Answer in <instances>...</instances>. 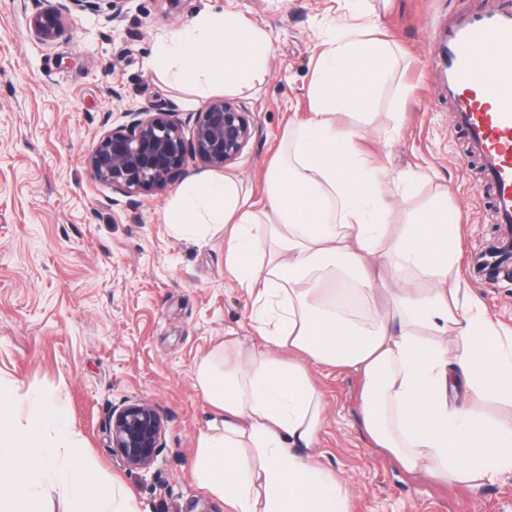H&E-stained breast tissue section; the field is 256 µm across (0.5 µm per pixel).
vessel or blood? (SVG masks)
Instances as JSON below:
<instances>
[{"mask_svg":"<svg viewBox=\"0 0 512 512\" xmlns=\"http://www.w3.org/2000/svg\"><path fill=\"white\" fill-rule=\"evenodd\" d=\"M428 39L440 46L448 107L481 164L478 188L491 193L503 230L474 264L497 275L512 268V6L458 14L445 27L430 28ZM481 49L490 52V67L477 66Z\"/></svg>","mask_w":512,"mask_h":512,"instance_id":"vessel-or-blood-1","label":"vessel or blood"}]
</instances>
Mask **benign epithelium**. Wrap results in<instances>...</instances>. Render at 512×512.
<instances>
[{
    "instance_id": "1",
    "label": "benign epithelium",
    "mask_w": 512,
    "mask_h": 512,
    "mask_svg": "<svg viewBox=\"0 0 512 512\" xmlns=\"http://www.w3.org/2000/svg\"><path fill=\"white\" fill-rule=\"evenodd\" d=\"M109 5L107 20L122 15L125 0H58L29 19L34 37L53 43L64 28L71 8L101 11ZM128 120L104 133L86 158L91 178L122 195L143 194L170 182L194 154L213 169L235 162L253 136L248 113L227 98H214L192 113L191 143H186L182 121L172 112H126ZM112 451L131 469H150L162 448L164 421L157 408L136 401L112 408L108 422Z\"/></svg>"
}]
</instances>
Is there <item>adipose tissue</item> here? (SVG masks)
I'll return each instance as SVG.
<instances>
[{
	"instance_id": "obj_1",
	"label": "adipose tissue",
	"mask_w": 512,
	"mask_h": 512,
	"mask_svg": "<svg viewBox=\"0 0 512 512\" xmlns=\"http://www.w3.org/2000/svg\"><path fill=\"white\" fill-rule=\"evenodd\" d=\"M344 6L352 22L319 58L309 116L268 172L267 217L226 174L183 185L170 212L178 234L223 227L224 269L253 299L256 343L225 337L193 370L215 413L193 474L228 512H351V486L317 460L316 367L360 377L365 433L408 472L476 486L512 473V424L477 408L512 405V333L453 276L447 198L394 223L378 168L336 124L394 60L361 23L362 0ZM270 48L263 28L209 13L161 40L150 66L204 97L263 80ZM459 392L461 406L449 399Z\"/></svg>"
}]
</instances>
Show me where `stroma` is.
<instances>
[{
  "label": "stroma",
  "mask_w": 512,
  "mask_h": 512,
  "mask_svg": "<svg viewBox=\"0 0 512 512\" xmlns=\"http://www.w3.org/2000/svg\"><path fill=\"white\" fill-rule=\"evenodd\" d=\"M512 0H367L396 52L389 81L340 115L359 130L363 156L385 169L396 215L438 191L458 214L462 251L493 241L476 160L453 121L427 30L448 17ZM48 0H0V382L15 395L61 402L90 466L119 480L138 512H227L194 481L190 463L213 411L195 388V362L224 336L252 335V300L224 271V234L175 237L177 189L207 174L195 158L167 185L124 196L91 180L85 159L123 112L164 108L186 117L191 87L174 88L148 62L158 42L207 12H232L267 31V74L232 93L254 133L230 173L253 202L286 130L309 112L308 90L325 41L345 22L341 0H125L118 21L78 9L58 39L40 44L29 19ZM403 115L390 135L391 113ZM494 322L512 329V277L467 278ZM326 404L320 462L354 487L352 512H512V475L474 487L407 473L372 447L357 413L352 372L314 370ZM144 399L166 424L149 471L113 455V407Z\"/></svg>",
  "instance_id": "obj_1"
}]
</instances>
